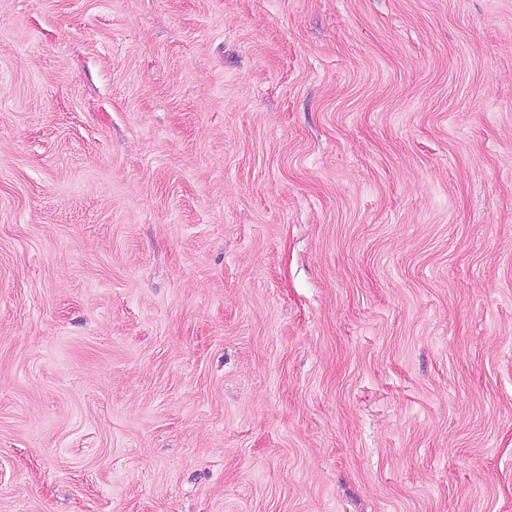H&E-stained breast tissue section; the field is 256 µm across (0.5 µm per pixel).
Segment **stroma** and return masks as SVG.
<instances>
[{
	"instance_id": "1",
	"label": "stroma",
	"mask_w": 512,
	"mask_h": 512,
	"mask_svg": "<svg viewBox=\"0 0 512 512\" xmlns=\"http://www.w3.org/2000/svg\"><path fill=\"white\" fill-rule=\"evenodd\" d=\"M0 512H512V0H0Z\"/></svg>"
}]
</instances>
